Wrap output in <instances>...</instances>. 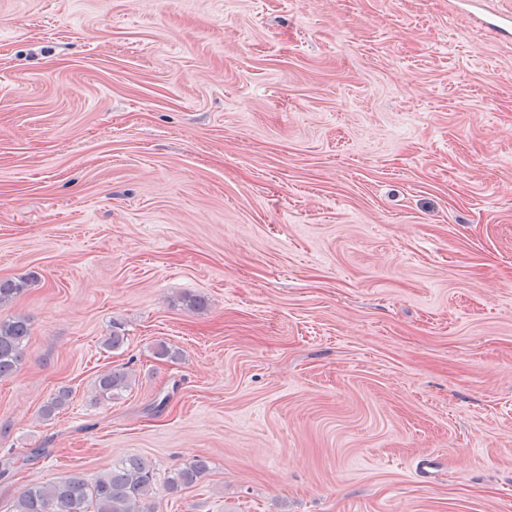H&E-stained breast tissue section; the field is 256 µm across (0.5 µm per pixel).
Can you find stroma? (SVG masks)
Listing matches in <instances>:
<instances>
[{
	"instance_id": "35a3bbf8",
	"label": "stroma",
	"mask_w": 512,
	"mask_h": 512,
	"mask_svg": "<svg viewBox=\"0 0 512 512\" xmlns=\"http://www.w3.org/2000/svg\"><path fill=\"white\" fill-rule=\"evenodd\" d=\"M509 10L0 0V512L131 456L159 512H512ZM36 282L34 275L19 279H0V308L10 304L13 299ZM30 336L31 327L25 316L0 315V380L20 369ZM132 374L123 366L111 367L100 373L94 384L95 396L117 399L123 391L130 388ZM207 470L208 464L205 459L193 458L174 470L173 476L169 477L166 482L167 489L172 493H177L194 487Z\"/></svg>"
}]
</instances>
